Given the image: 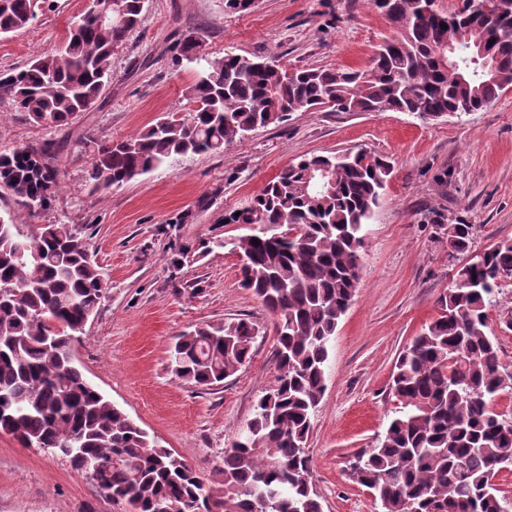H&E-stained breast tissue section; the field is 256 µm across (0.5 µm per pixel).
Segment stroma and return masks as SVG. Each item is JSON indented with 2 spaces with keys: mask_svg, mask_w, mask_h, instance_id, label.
I'll return each instance as SVG.
<instances>
[{
  "mask_svg": "<svg viewBox=\"0 0 512 512\" xmlns=\"http://www.w3.org/2000/svg\"><path fill=\"white\" fill-rule=\"evenodd\" d=\"M87 0H52L26 28L0 36V71L24 68L60 48ZM394 32L368 0H254L228 13L224 0H146L139 25L112 57L99 108L67 127L39 126L0 99V152L61 141L60 189L50 209L27 213L0 189V216L22 232L65 223L81 232L109 282L98 313L74 345L86 378L115 406L212 483L224 450L276 375L273 315L239 282V257L208 242L242 234L224 221L304 154L366 149L392 174L364 225L360 281L331 343L326 390L308 441L323 512H378L350 475L354 454L382 435L397 402L389 381L398 353L437 315L451 284L448 241L430 221L474 225V251L512 238V90L490 107L423 121L405 112L293 113L220 154L170 160L107 191L87 179L82 140H121L157 118L185 113L194 65L178 44L194 34L209 58L231 50L278 56L288 67L366 68ZM512 280L502 281L489 322L506 373ZM245 318L261 333L250 361L210 389L168 369L183 332ZM0 512H125L68 459L0 435Z\"/></svg>",
  "mask_w": 512,
  "mask_h": 512,
  "instance_id": "1",
  "label": "stroma"
}]
</instances>
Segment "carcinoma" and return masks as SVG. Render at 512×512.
I'll use <instances>...</instances> for the list:
<instances>
[{"instance_id": "carcinoma-1", "label": "carcinoma", "mask_w": 512, "mask_h": 512, "mask_svg": "<svg viewBox=\"0 0 512 512\" xmlns=\"http://www.w3.org/2000/svg\"><path fill=\"white\" fill-rule=\"evenodd\" d=\"M40 0H0V33L28 26ZM122 21L91 13L63 43L19 72L0 73V97L45 128L91 111L112 79V55L145 0H112ZM395 34L366 69L308 66L227 51L208 58L193 35L180 55L197 65L187 115L165 116L119 142L90 139L88 179L120 187L166 161L222 152L294 112H407L421 120L478 112L512 87V0L495 17L483 0L445 12L436 0H370ZM447 28H442V25ZM53 142L0 153V188L29 213L59 190ZM392 173L368 151L306 155L224 223L259 230L215 241L240 258L241 285L274 316L277 375L206 488L191 465L158 447L75 365L72 346L109 289L86 240L67 224L22 235L0 217V435L60 454L129 512H322L307 441L325 390L331 341L358 287L362 226ZM448 256L469 259L437 300L438 314L398 355L389 383L398 405L384 434L354 456L355 481L381 512H504L489 476L512 465V421L496 410L503 365L488 334L495 288L512 279V240L471 253L473 225L444 228ZM258 244H253V240ZM260 327L248 319L181 334L171 372L217 386L247 360Z\"/></svg>"}]
</instances>
